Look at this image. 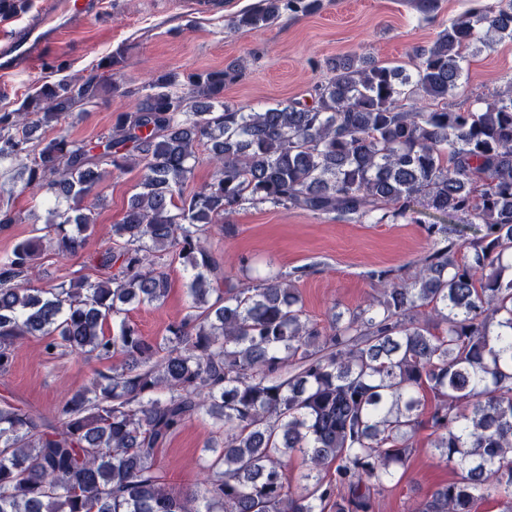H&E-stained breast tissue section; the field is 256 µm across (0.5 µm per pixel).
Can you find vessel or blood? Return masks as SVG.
Returning a JSON list of instances; mask_svg holds the SVG:
<instances>
[{"instance_id":"obj_1","label":"vessel or blood","mask_w":512,"mask_h":512,"mask_svg":"<svg viewBox=\"0 0 512 512\" xmlns=\"http://www.w3.org/2000/svg\"><path fill=\"white\" fill-rule=\"evenodd\" d=\"M100 10L99 0H42L34 15L0 38V75L32 70L50 45Z\"/></svg>"}]
</instances>
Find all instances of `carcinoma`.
I'll list each match as a JSON object with an SVG mask.
<instances>
[{
	"instance_id": "obj_1",
	"label": "carcinoma",
	"mask_w": 512,
	"mask_h": 512,
	"mask_svg": "<svg viewBox=\"0 0 512 512\" xmlns=\"http://www.w3.org/2000/svg\"><path fill=\"white\" fill-rule=\"evenodd\" d=\"M27 7L0 0V20ZM321 7L260 0L229 26L265 28ZM413 7L431 19L440 0ZM490 38L512 42V0H471L415 49L412 72L353 54L327 60L331 76L310 104L233 105L227 70L167 73L115 115L99 154L61 132L34 133L92 103L106 79L117 89L120 49L87 77L44 82L0 113V168L20 163L23 189L54 198L46 234L0 256V376L26 336L44 338L50 356L120 360L51 418L0 402V512H375L422 424L459 473L418 512H474L487 499L512 512V90L475 110L448 101L474 46ZM425 97L433 108L416 107ZM202 147L213 178L186 196ZM104 165L142 171L113 226L121 243L89 256L109 277L34 286L43 249L83 251ZM418 203L451 220L466 215L477 232L460 244L429 225L433 245L413 272L370 271L377 296L333 314L327 329L304 313L298 268L214 285L211 229L246 205L388 224ZM168 255L188 274L192 302L158 343L127 313L165 300ZM200 415L217 425L204 444L207 475L176 493L159 450ZM296 453L306 472L293 491L286 470Z\"/></svg>"
}]
</instances>
